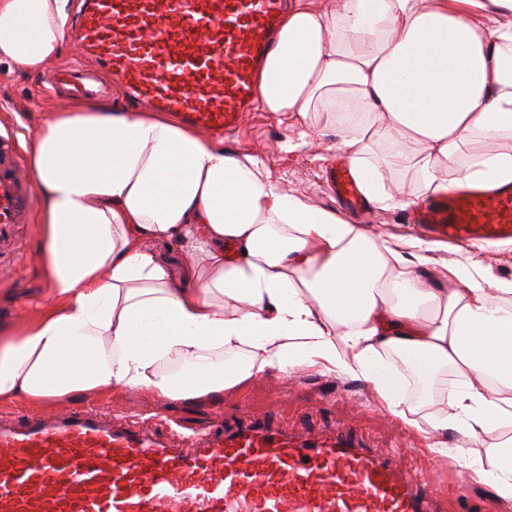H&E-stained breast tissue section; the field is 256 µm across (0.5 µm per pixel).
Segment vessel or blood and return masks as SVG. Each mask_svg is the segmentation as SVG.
I'll list each match as a JSON object with an SVG mask.
<instances>
[{
  "label": "vessel or blood",
  "mask_w": 512,
  "mask_h": 512,
  "mask_svg": "<svg viewBox=\"0 0 512 512\" xmlns=\"http://www.w3.org/2000/svg\"><path fill=\"white\" fill-rule=\"evenodd\" d=\"M284 0H84L83 54L131 97L215 135L257 102ZM55 87L101 88L59 70ZM0 131V226L28 223L34 195ZM359 199L349 167L330 170ZM421 228L451 245L512 241V183L463 186L427 201ZM70 408L0 422V512H438L416 476L340 435L292 433L252 417L194 439Z\"/></svg>",
  "instance_id": "1"
}]
</instances>
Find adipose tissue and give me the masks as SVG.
Instances as JSON below:
<instances>
[{
    "label": "adipose tissue",
    "instance_id": "adipose-tissue-1",
    "mask_svg": "<svg viewBox=\"0 0 512 512\" xmlns=\"http://www.w3.org/2000/svg\"><path fill=\"white\" fill-rule=\"evenodd\" d=\"M68 0H0V60L38 72L67 36ZM257 97L297 130L329 131L382 210L459 183L512 181V0H295ZM478 154H471L473 145ZM23 148L43 199L49 300L0 337V405L115 389L219 395L316 361L362 379L393 414L408 381L452 370L433 425L482 444L512 422V279L469 260L434 269L435 243L388 244L309 204L265 159L201 139L160 112H59ZM176 244L182 276L156 258ZM249 348L250 361L224 356ZM512 499V438L469 462Z\"/></svg>",
    "mask_w": 512,
    "mask_h": 512
}]
</instances>
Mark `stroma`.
<instances>
[{"mask_svg": "<svg viewBox=\"0 0 512 512\" xmlns=\"http://www.w3.org/2000/svg\"><path fill=\"white\" fill-rule=\"evenodd\" d=\"M72 64L91 70L96 67L94 61L79 56L71 40L38 74L0 61V121L15 118L20 126L19 140L30 138L48 116L73 107V100L47 90L52 70ZM290 134L286 117L258 108L239 130L225 134L221 143L231 150L264 153L282 186L313 206L336 210L344 218L369 225L393 243L420 238V231L409 220V209L361 212L339 204L327 178L330 161L338 153L334 135L311 136L301 148L292 150L288 147ZM40 237L41 226L35 219L0 230V328L13 323L17 315L33 311L46 296ZM467 256L479 259L492 277L512 278V245L486 249L444 244L435 251L434 261L440 268ZM452 380L450 372L437 374L431 397L420 405L415 428L388 411L366 383L316 365L260 372L218 396L171 400L115 390L96 398L76 399L75 404L107 418L138 421L145 429L167 423L200 433L245 416L268 414L293 430L309 425L320 431L350 432L361 437L372 452L418 474L430 494L446 500V512H512V500L493 498L484 484L471 480L460 466L456 449L473 450L466 438L448 433V452L444 455L427 447L433 412L440 408Z\"/></svg>", "mask_w": 512, "mask_h": 512, "instance_id": "1", "label": "stroma"}]
</instances>
